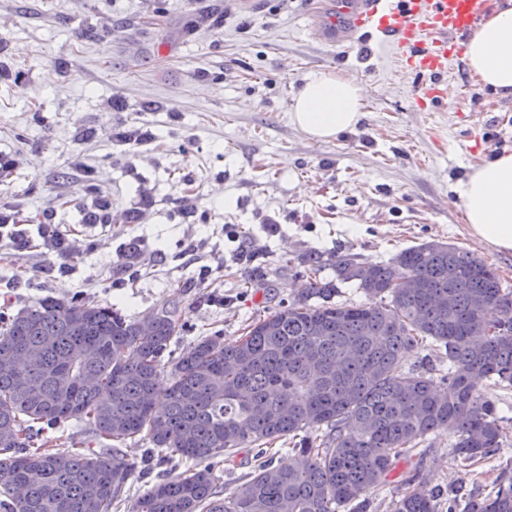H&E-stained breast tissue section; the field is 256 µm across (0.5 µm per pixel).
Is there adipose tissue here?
<instances>
[{
	"label": "adipose tissue",
	"mask_w": 512,
	"mask_h": 512,
	"mask_svg": "<svg viewBox=\"0 0 512 512\" xmlns=\"http://www.w3.org/2000/svg\"><path fill=\"white\" fill-rule=\"evenodd\" d=\"M465 59L480 84L512 98V0H494L467 41ZM369 95L368 85L342 72H313L299 89L290 118L309 139L327 142L360 123ZM459 198L471 236L495 251L512 252V152L470 167Z\"/></svg>",
	"instance_id": "obj_1"
}]
</instances>
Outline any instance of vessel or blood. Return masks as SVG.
<instances>
[{
	"label": "vessel or blood",
	"mask_w": 512,
	"mask_h": 512,
	"mask_svg": "<svg viewBox=\"0 0 512 512\" xmlns=\"http://www.w3.org/2000/svg\"><path fill=\"white\" fill-rule=\"evenodd\" d=\"M486 0H336L317 31L331 45L377 41L396 50L404 69L421 77L433 103L465 107L477 86L449 83L448 66L463 58Z\"/></svg>",
	"instance_id": "obj_1"
}]
</instances>
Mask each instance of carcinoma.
Here are the masks:
<instances>
[{
  "label": "carcinoma",
  "instance_id": "cac0c4a2",
  "mask_svg": "<svg viewBox=\"0 0 512 512\" xmlns=\"http://www.w3.org/2000/svg\"><path fill=\"white\" fill-rule=\"evenodd\" d=\"M302 297L253 320L233 344L201 337L165 360L176 312L153 315L152 334L105 302L45 298L0 311V512H112L135 468L83 448L51 452L48 430L76 420L106 445L148 437L184 471L154 484L130 512H365L362 497L443 427L459 433L454 459L471 466L503 447L482 379L512 385V290L461 248L430 241L387 262L336 257V275L379 304H335L317 277ZM413 277L417 288L398 280ZM489 301L477 305L479 298ZM20 348L38 351L12 369ZM429 351L425 366L406 352ZM326 428L322 439L313 433ZM285 439L293 465H274ZM258 447L266 459L231 493L216 490L212 461ZM393 512H512V477L495 490L455 493L404 481Z\"/></svg>",
  "mask_w": 512,
  "mask_h": 512
}]
</instances>
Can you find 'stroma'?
Masks as SVG:
<instances>
[{"instance_id":"1","label":"stroma","mask_w":512,"mask_h":512,"mask_svg":"<svg viewBox=\"0 0 512 512\" xmlns=\"http://www.w3.org/2000/svg\"><path fill=\"white\" fill-rule=\"evenodd\" d=\"M333 0H0V309L43 298L109 302L138 320L167 308L182 329L236 342L295 301L310 252L374 263L427 241L461 247L512 288V253L471 237L458 207L470 165L512 151V100L419 105L386 46L332 47L314 27ZM335 69L370 86L355 130L315 143L290 120L305 77ZM110 204L106 224L81 210ZM134 222H127L128 213ZM39 214L45 233L26 223ZM40 223V224H41ZM504 446L466 467L439 430L426 488L490 492L512 475V389L489 388ZM149 440L129 499L172 470Z\"/></svg>"}]
</instances>
